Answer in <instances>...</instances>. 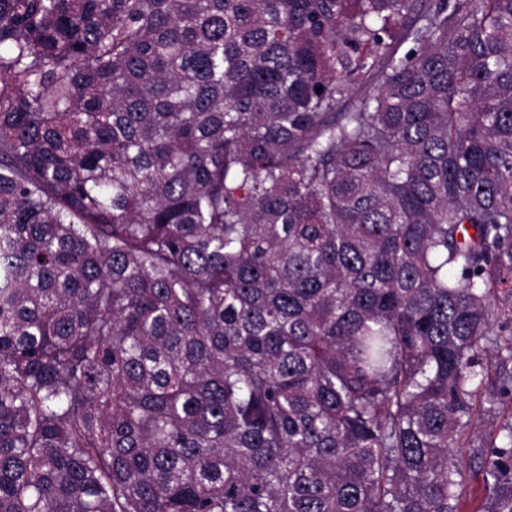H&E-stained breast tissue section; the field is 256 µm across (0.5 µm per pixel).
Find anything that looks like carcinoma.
I'll use <instances>...</instances> for the list:
<instances>
[{
  "instance_id": "1",
  "label": "carcinoma",
  "mask_w": 512,
  "mask_h": 512,
  "mask_svg": "<svg viewBox=\"0 0 512 512\" xmlns=\"http://www.w3.org/2000/svg\"><path fill=\"white\" fill-rule=\"evenodd\" d=\"M500 318L512 0H0V512H512ZM477 457H480V454H476V457L473 458L475 460L473 463V470L476 471V475L470 480V484L466 489L465 495H467V499L462 505L461 512H474L472 510L476 507L477 501L484 495L485 492L481 469L479 468L480 459Z\"/></svg>"
}]
</instances>
